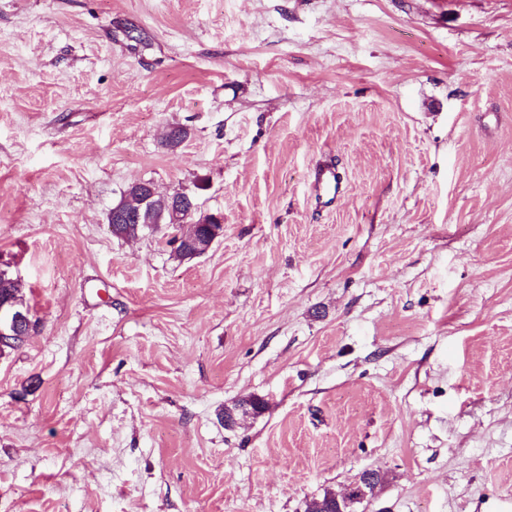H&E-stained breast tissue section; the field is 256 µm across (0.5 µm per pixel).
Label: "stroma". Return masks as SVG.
Segmentation results:
<instances>
[{
    "label": "stroma",
    "instance_id": "35a3bbf8",
    "mask_svg": "<svg viewBox=\"0 0 512 512\" xmlns=\"http://www.w3.org/2000/svg\"><path fill=\"white\" fill-rule=\"evenodd\" d=\"M1 264L0 512H512V0H0ZM313 189L316 197L326 198L328 202L343 193V180L334 167L321 166L314 172ZM128 188L124 191L120 201L110 210L108 216L112 220V216L116 221L118 219H125L129 216L135 217L141 224H136L132 219H126L121 222L112 223V235L117 238H133L138 236L139 233L145 228L144 224L153 225L161 224L160 222L154 223L152 213L150 210V201L153 198V188L147 182L141 181L138 185L139 204L135 210H132L128 206V198L130 196ZM190 205H187V204ZM170 210L174 217V224H192L202 219L200 215L196 220V215L200 211L198 203L194 204L190 200V192L175 191L171 196ZM0 274L2 276H6H0V301H3V303H0L1 358L26 342V340L30 337V334L26 333L24 336H22V333L26 331L30 332V330L34 328V323L35 332L38 325V320L34 318V314L32 313L30 306L27 304L17 280L11 276H7L10 274V271L7 268L1 267ZM5 301L16 302L19 306L26 307L31 313L32 318H34V323L31 320L30 313L27 311V309ZM18 336L21 337L14 341V339ZM12 343L13 345H8ZM4 346H6V348L2 349ZM266 408L267 402L263 398L252 396L248 399L242 400L232 407H224V411L221 413V420H227L228 422L230 419H232V416H235L237 419L240 412L242 416L259 415L265 411ZM249 411H253V414H249ZM383 479H384V475L381 474L379 471L372 470V471L363 472L362 475L360 476L359 480L349 486L352 489V493L349 497V501L352 506L349 507V510H352L353 506L355 504L361 503L362 501H364L366 499V498L365 499L361 498V495H363L364 497H368L369 495L371 496L375 493V491L377 489L376 487L368 488V486H367V490L361 489L362 493L360 494V492H359L360 484H362V483L366 484L367 482H369L371 480V482H373V484L375 486H380L383 482ZM350 512H353V510Z\"/></svg>",
    "mask_w": 512,
    "mask_h": 512
}]
</instances>
